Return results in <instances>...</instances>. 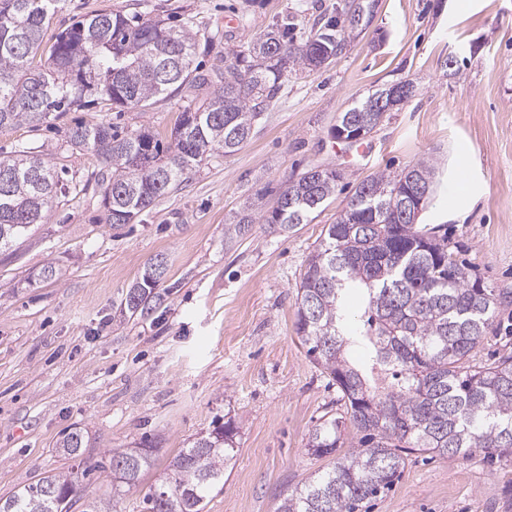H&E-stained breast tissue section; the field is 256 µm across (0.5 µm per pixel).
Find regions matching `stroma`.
Returning a JSON list of instances; mask_svg holds the SVG:
<instances>
[{"instance_id": "1", "label": "stroma", "mask_w": 512, "mask_h": 512, "mask_svg": "<svg viewBox=\"0 0 512 512\" xmlns=\"http://www.w3.org/2000/svg\"><path fill=\"white\" fill-rule=\"evenodd\" d=\"M339 0H65L44 35L102 10L166 18L196 35L203 66L272 25L294 20L295 40ZM455 57L456 75L445 66ZM417 94L366 138L337 143L342 112L381 87ZM193 90L170 87L151 108L89 103L40 126L0 130V148H40L77 181L100 162L67 152L66 127L107 121L169 137ZM425 161L436 189L424 224L448 227V246L487 287L512 292V0H379L371 26L331 64L291 69L250 140L214 156L131 224L105 221L96 187L52 208L45 223L0 253V498L68 468L55 443L81 429L84 461L141 440L159 443L154 467L125 490L118 512H140L175 454L224 417L239 452L205 512H277L281 500L333 460L307 448L313 427L341 412L335 385L296 331L300 275L356 186L379 171ZM314 168L339 170L335 200L280 234L256 224L241 241L224 226L244 209L270 210L281 185ZM165 257L163 303L129 321L124 302L144 266ZM55 277L39 279L46 265ZM512 348V304L474 359ZM366 512H512V457L410 456Z\"/></svg>"}]
</instances>
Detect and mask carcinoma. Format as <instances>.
I'll return each mask as SVG.
<instances>
[{
    "label": "carcinoma",
    "mask_w": 512,
    "mask_h": 512,
    "mask_svg": "<svg viewBox=\"0 0 512 512\" xmlns=\"http://www.w3.org/2000/svg\"><path fill=\"white\" fill-rule=\"evenodd\" d=\"M63 2L0 0V129L58 118L91 97L115 108L147 107L176 84L211 89L184 106L168 146L148 129L125 132L100 122L67 130L68 148L93 153L110 170L98 179L109 224L133 223L208 157L238 151L278 97L288 68L318 67L356 37L355 17H374V0H348L341 14L322 20L305 40L289 37L294 23L277 25L204 73L194 67L190 29L137 14L103 11L75 20L43 48V30ZM380 97L375 92L343 113L337 126L375 128L385 114ZM411 177L432 195L434 171L426 162L362 181L336 221L324 225L319 248L301 273L297 333L344 401V415L317 424L308 447L334 454L348 426L361 434V447L287 496L279 512H362L369 499L392 487L409 453L512 455V352L491 364H470L503 296L450 259L442 226L421 228L406 216ZM340 178L332 170L289 182L263 223L286 234L309 222L336 195ZM80 192L34 149L1 152L0 250L30 235L60 198ZM254 223L250 212L239 214L224 226V241L243 238ZM166 274L165 267H144L126 295L129 317L146 319L164 301L157 288ZM355 293L363 313L362 325L352 329L346 303ZM356 346L367 351L358 364L347 357ZM236 435L229 419L193 439L143 496L142 512H203L236 458ZM84 447L85 436L75 428L62 435L55 452L76 460ZM158 452L150 441L111 448L79 473L39 478L0 501V512H72L78 502L82 512H109L83 498L80 483L102 469L116 481L115 490L134 486Z\"/></svg>",
    "instance_id": "cac0c4a2"
}]
</instances>
